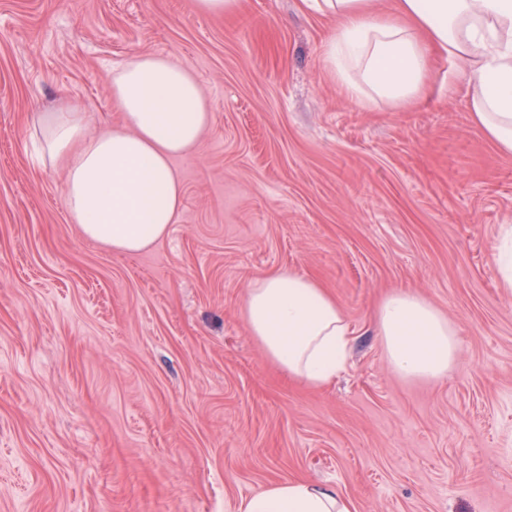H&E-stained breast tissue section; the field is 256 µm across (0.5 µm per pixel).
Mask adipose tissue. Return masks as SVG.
Wrapping results in <instances>:
<instances>
[{
	"label": "adipose tissue",
	"instance_id": "ef3b65f1",
	"mask_svg": "<svg viewBox=\"0 0 512 512\" xmlns=\"http://www.w3.org/2000/svg\"><path fill=\"white\" fill-rule=\"evenodd\" d=\"M333 19L324 43L329 74L364 106L380 99L409 106L428 88L433 56L458 63L472 87L474 123L512 155V0H303ZM119 125L88 132L86 110L68 102L35 112L42 159L65 174L63 204L82 236L120 255H137L166 238L181 213L174 161L198 146L211 122L192 70L170 57L133 55L107 72ZM268 359L289 377L322 388L345 369L353 330L335 298L315 279L281 269L252 280L241 308ZM375 333L398 374L447 377L458 348L453 325L410 288L385 296ZM236 512H354L339 487L304 480L270 484Z\"/></svg>",
	"mask_w": 512,
	"mask_h": 512
}]
</instances>
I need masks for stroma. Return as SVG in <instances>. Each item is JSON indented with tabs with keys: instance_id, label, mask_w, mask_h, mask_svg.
Wrapping results in <instances>:
<instances>
[{
	"instance_id": "stroma-1",
	"label": "stroma",
	"mask_w": 512,
	"mask_h": 512,
	"mask_svg": "<svg viewBox=\"0 0 512 512\" xmlns=\"http://www.w3.org/2000/svg\"><path fill=\"white\" fill-rule=\"evenodd\" d=\"M303 0H0V512H235L308 479L356 512H512V156L471 121L456 63L411 108L362 107L329 75ZM189 66L209 103L176 160L169 235L138 255L86 240L43 164L34 107L78 98L117 123L107 70ZM316 279L355 330L313 389L250 335L254 278ZM409 287L454 325L446 379L388 363L372 311ZM239 0H193L194 9L200 13L222 16L236 11ZM494 260L502 287L512 290V226L510 225L502 228Z\"/></svg>"
}]
</instances>
